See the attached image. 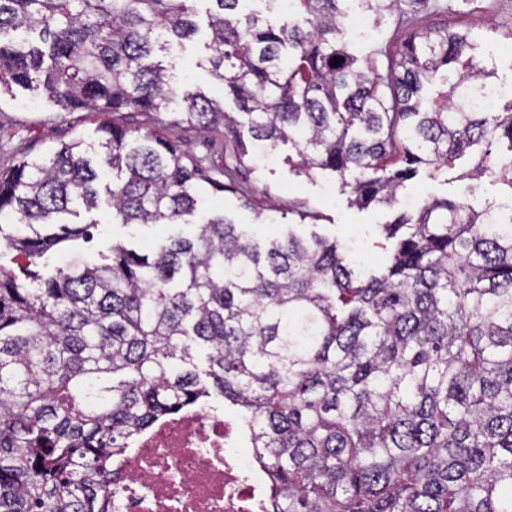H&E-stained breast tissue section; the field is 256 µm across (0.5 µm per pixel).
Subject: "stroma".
<instances>
[{"mask_svg":"<svg viewBox=\"0 0 512 512\" xmlns=\"http://www.w3.org/2000/svg\"><path fill=\"white\" fill-rule=\"evenodd\" d=\"M413 25L418 29L470 30L480 45L483 66L494 72L495 81L504 92L512 91V43L501 38L504 30L512 28V0H482L474 11L459 7L458 0H425L414 14ZM200 54L201 44L196 39L171 47L166 62L172 67L179 93L201 89L223 100L226 111H234L232 99L226 98L206 68L200 67ZM102 120V114L87 110L69 112L38 92L15 89L13 95L0 97V170L62 141L77 137L94 141ZM291 153V147L283 145L272 158L250 164L245 176L255 189L252 207H244L233 194L212 192L207 197L206 213L224 214L235 223L247 225L260 238L291 230L304 237L315 233L344 244L354 255L365 259L367 266L380 265L384 255L373 242L380 225L393 220V212L382 207L360 210L350 206L347 193L329 173L305 175L291 168L287 163ZM469 167L468 160H461L459 178L449 181L441 175L419 177L409 184L408 192L423 201L434 197L463 199L478 210L486 203L502 201L503 186L488 175L467 177ZM296 201L305 202L319 214L317 225H294L288 206ZM257 207L266 208V223H256L253 210ZM95 216L99 224L92 240L68 243L48 252L44 258L48 268L65 265L74 256L97 257L115 241L130 240L137 248L147 250L174 232L191 231L187 224L178 228L149 224L132 230L114 223L111 210L105 206Z\"/></svg>","mask_w":512,"mask_h":512,"instance_id":"obj_1","label":"stroma"}]
</instances>
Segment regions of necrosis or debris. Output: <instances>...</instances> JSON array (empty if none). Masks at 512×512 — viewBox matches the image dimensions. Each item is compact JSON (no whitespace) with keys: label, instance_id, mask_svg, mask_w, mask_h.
Wrapping results in <instances>:
<instances>
[{"label":"necrosis or debris","instance_id":"necrosis-or-debris-1","mask_svg":"<svg viewBox=\"0 0 512 512\" xmlns=\"http://www.w3.org/2000/svg\"><path fill=\"white\" fill-rule=\"evenodd\" d=\"M108 512H276L270 476L203 401L162 418L121 453Z\"/></svg>","mask_w":512,"mask_h":512}]
</instances>
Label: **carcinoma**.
<instances>
[{"mask_svg":"<svg viewBox=\"0 0 512 512\" xmlns=\"http://www.w3.org/2000/svg\"><path fill=\"white\" fill-rule=\"evenodd\" d=\"M202 2L210 73L238 113L188 92L182 122L224 137L219 166L160 133L166 45L199 32ZM242 2L0 0V93L135 119L0 171V239L29 264L88 240L97 220L69 221L71 205L90 214L102 191L115 223L195 226L24 280L0 266V512H106L128 440L214 394L239 408L277 512H512V225L404 194L468 154L512 195V99L459 107L491 88L467 30L361 57L341 26L351 0H291L278 26ZM421 2L358 0L400 28ZM286 142L298 172L396 211L383 267L359 273L315 233L192 222L203 182L251 204L242 169Z\"/></svg>","mask_w":512,"mask_h":512,"instance_id":"carcinoma-1","label":"carcinoma"}]
</instances>
